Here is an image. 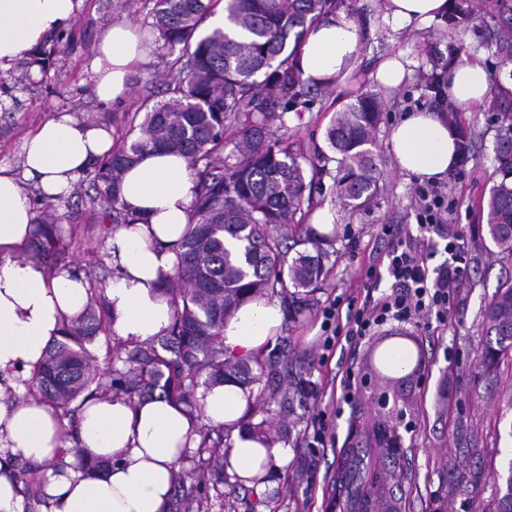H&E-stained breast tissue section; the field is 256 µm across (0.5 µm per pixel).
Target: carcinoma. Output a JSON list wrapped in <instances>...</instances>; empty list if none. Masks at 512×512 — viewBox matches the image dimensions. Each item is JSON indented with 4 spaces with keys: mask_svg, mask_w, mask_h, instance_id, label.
Returning a JSON list of instances; mask_svg holds the SVG:
<instances>
[{
    "mask_svg": "<svg viewBox=\"0 0 512 512\" xmlns=\"http://www.w3.org/2000/svg\"><path fill=\"white\" fill-rule=\"evenodd\" d=\"M144 24L165 57V99L146 96L123 115L113 132L112 151L92 163L81 182L90 214L101 220L100 235L79 224L62 223L56 200L35 199L32 239L20 255L43 264L49 277L81 273L89 301L67 318L30 378L24 399L50 408L61 431L73 436L85 402L97 397L145 400L159 394L193 412L198 394L224 383L252 388L277 365L255 354L224 352V323L250 300L280 301L294 323L317 302L329 253L304 224L305 192L312 178L328 175L343 209L364 212L379 204L385 188V161L374 151L375 133L386 119L378 92L356 95L334 113L326 129L333 156L309 158L286 133L284 117L316 97H329L334 83L303 78L296 50L307 31L340 12L354 17L353 0H148ZM225 28H206L217 6ZM490 17L486 49L512 80V0H454L437 30L466 31L477 18ZM70 41L51 35L19 62L13 88L44 82ZM486 112L499 131L494 160L500 179L486 199L485 231L496 253L512 257V83L492 86ZM449 103L440 116L456 134V158L474 160L472 141L457 124ZM233 149L224 153L228 135ZM162 148L187 159L195 176V197L173 273L163 277L171 308L166 334L143 341L118 337L106 297L105 239L130 223L119 195L123 172L151 150ZM236 241L228 250L224 240ZM83 246L86 263L71 266L70 253ZM493 336L481 356L487 369L512 354V282L502 284L484 309ZM257 437L276 443L281 431L264 419ZM196 450L174 475L172 512H212L209 487L224 482L226 427L193 422ZM46 466H21L14 479L26 501H41ZM352 482L372 486L383 479L375 460L351 472ZM499 512H512V461L497 476Z\"/></svg>",
    "mask_w": 512,
    "mask_h": 512,
    "instance_id": "carcinoma-1",
    "label": "carcinoma"
}]
</instances>
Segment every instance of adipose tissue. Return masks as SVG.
<instances>
[{
  "mask_svg": "<svg viewBox=\"0 0 512 512\" xmlns=\"http://www.w3.org/2000/svg\"><path fill=\"white\" fill-rule=\"evenodd\" d=\"M77 0H0V72L8 73L46 36L76 18ZM448 11V0H385L380 22L391 30L426 24ZM360 33L346 14L312 27L298 51L304 78L317 82L345 77L360 53ZM153 44L136 27L118 21L96 45L93 96L103 102L126 99L134 68ZM446 90L460 111L481 103L491 77L477 61L449 71ZM395 161L419 181L446 176L455 158V141L437 113H409L393 129ZM112 132L78 120L73 113L50 115L23 145V174L0 167V394L29 378L48 344L60 334L61 321L88 302L84 282L61 276L47 279L32 259L19 258L30 239L36 214L30 189L46 196L69 193L90 164L107 154ZM131 218L109 239L117 265L107 299L113 329L124 339L163 335L171 318L161 292L163 274L172 272L183 226L194 198V180L185 158L162 150L131 166L120 183ZM283 325L279 304L250 301L224 325V348L237 356L263 351ZM253 401L250 390L227 383L209 389L202 413L231 430L225 452L229 475L249 479L281 464L288 450L259 443L240 420ZM191 424L183 406L162 397L145 403L95 400L86 403L76 442L85 457L108 461L91 476L73 469L48 471L45 492L51 512H167L172 478L181 453L191 443ZM65 446L51 412L36 404L0 405V512H21L8 461L20 457L42 463L56 460Z\"/></svg>",
  "mask_w": 512,
  "mask_h": 512,
  "instance_id": "ef3b65f1",
  "label": "adipose tissue"
}]
</instances>
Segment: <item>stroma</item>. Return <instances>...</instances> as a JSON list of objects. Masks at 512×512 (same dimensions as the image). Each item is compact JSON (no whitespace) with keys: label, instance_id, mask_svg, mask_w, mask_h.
Here are the masks:
<instances>
[{"label":"stroma","instance_id":"stroma-1","mask_svg":"<svg viewBox=\"0 0 512 512\" xmlns=\"http://www.w3.org/2000/svg\"><path fill=\"white\" fill-rule=\"evenodd\" d=\"M122 16L116 9H99L97 0H79L72 27L74 48L62 56L47 82L20 93L0 89V124L9 128L0 138V166L21 172L25 139L51 113L73 110L82 119L92 114L113 128L123 113L136 108L142 95H159L161 88L151 77L163 70L165 60L157 50L139 68L142 82L125 102L105 104L89 93L95 44ZM430 32L427 26L392 32L368 24L361 34L359 58L338 83L335 101L315 103L300 117L287 115L289 134L310 155L326 150L325 131L340 104L361 91L383 93L389 112L376 147L386 160V190L378 208L351 214L340 208L330 178L311 188L308 212L326 209L335 216L336 230L324 244L333 268L318 295V308L307 312L296 326L282 329L264 351L279 362V381L294 384L289 402L270 404L271 417L283 431L288 458L270 469L266 490L260 494L225 477L220 490L229 494L234 512H348L351 492L345 482L346 468L363 449L376 447L388 476L386 494L393 512H498L494 478L512 460V409L503 402L512 392V357L501 358L490 373L479 360L489 341L483 311L498 286L512 280V260L493 253L485 233L472 230L482 222L479 204L496 178L497 127L487 121L484 106L458 115L460 125L473 133L478 163L451 168L441 181L449 195L460 201L454 222L466 240L473 269L470 281L458 291L447 325L431 332L421 325L389 321L370 336L342 343L328 358L320 356V305L339 296L378 298L390 291L389 281L371 289L363 277L364 269L384 256L383 224H401V239L415 246L422 243L413 207L418 181L397 167L390 132L407 112L440 107L416 77L430 68L431 46H438L446 56L477 60L491 76L500 74L494 58L482 47L486 37L482 23L463 33H448L436 43ZM400 51L414 60L416 74L398 89L383 88L376 70ZM393 333L409 335L421 359L399 380L390 382L382 378L375 354ZM349 368L358 375L357 393L334 422L332 447L320 452L307 448L311 419L337 408L336 390ZM408 422L413 432L405 431Z\"/></svg>","mask_w":512,"mask_h":512}]
</instances>
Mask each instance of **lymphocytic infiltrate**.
I'll use <instances>...</instances> for the list:
<instances>
[{
	"mask_svg": "<svg viewBox=\"0 0 512 512\" xmlns=\"http://www.w3.org/2000/svg\"><path fill=\"white\" fill-rule=\"evenodd\" d=\"M458 206L439 185H422L415 192L414 210L421 234L437 236L447 255L444 262L429 266L423 251L396 242L399 225L383 227L392 243L386 252V266L370 265L366 275L373 283L389 280L391 291L376 301L361 303L333 301L321 310L322 350L329 351L345 341L371 334L388 320L414 322L425 326L444 325L459 288L470 277L466 243L452 216Z\"/></svg>",
	"mask_w": 512,
	"mask_h": 512,
	"instance_id": "obj_1",
	"label": "lymphocytic infiltrate"
}]
</instances>
